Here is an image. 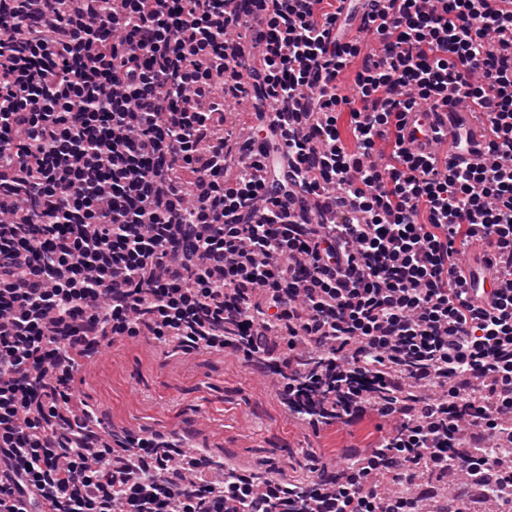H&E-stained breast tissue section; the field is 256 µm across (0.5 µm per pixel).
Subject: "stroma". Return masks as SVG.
<instances>
[{
  "mask_svg": "<svg viewBox=\"0 0 512 512\" xmlns=\"http://www.w3.org/2000/svg\"><path fill=\"white\" fill-rule=\"evenodd\" d=\"M108 433H189L192 445L243 470L275 468L293 480L369 448L379 421L366 416L320 433L289 414L280 385L240 356L205 350L171 354L148 336L102 344L76 378Z\"/></svg>",
  "mask_w": 512,
  "mask_h": 512,
  "instance_id": "1",
  "label": "stroma"
}]
</instances>
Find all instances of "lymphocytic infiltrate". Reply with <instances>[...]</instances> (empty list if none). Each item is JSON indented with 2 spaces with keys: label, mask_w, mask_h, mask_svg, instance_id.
I'll use <instances>...</instances> for the list:
<instances>
[{
  "label": "lymphocytic infiltrate",
  "mask_w": 512,
  "mask_h": 512,
  "mask_svg": "<svg viewBox=\"0 0 512 512\" xmlns=\"http://www.w3.org/2000/svg\"><path fill=\"white\" fill-rule=\"evenodd\" d=\"M251 52H244L243 42ZM354 70L351 91L338 88ZM250 101L251 134L216 122ZM484 113L489 163L417 157L404 113ZM327 196L336 218L282 199ZM0 512H287L197 449L138 468L49 431L101 340L176 338L283 376L313 430L391 426L311 512H421L420 467L512 512V6L505 0H0ZM478 246L496 286L454 275ZM399 494L386 497L377 477Z\"/></svg>",
  "instance_id": "obj_1"
}]
</instances>
